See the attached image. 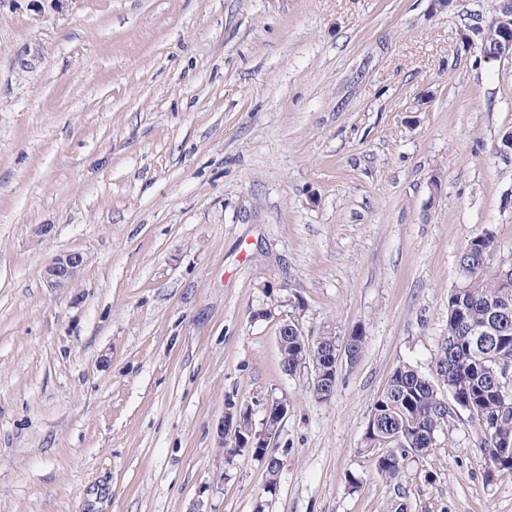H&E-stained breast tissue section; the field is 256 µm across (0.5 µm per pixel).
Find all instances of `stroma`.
<instances>
[{
	"mask_svg": "<svg viewBox=\"0 0 512 512\" xmlns=\"http://www.w3.org/2000/svg\"><path fill=\"white\" fill-rule=\"evenodd\" d=\"M496 4L0 0V512H512L466 413L397 484L364 447L465 245L512 264V58L466 42ZM270 288L365 329L331 400L251 320ZM260 394L289 405L272 496L217 437ZM86 262L87 257L81 251H68L57 255L45 269L47 287L54 291L70 288Z\"/></svg>",
	"mask_w": 512,
	"mask_h": 512,
	"instance_id": "obj_1",
	"label": "stroma"
}]
</instances>
